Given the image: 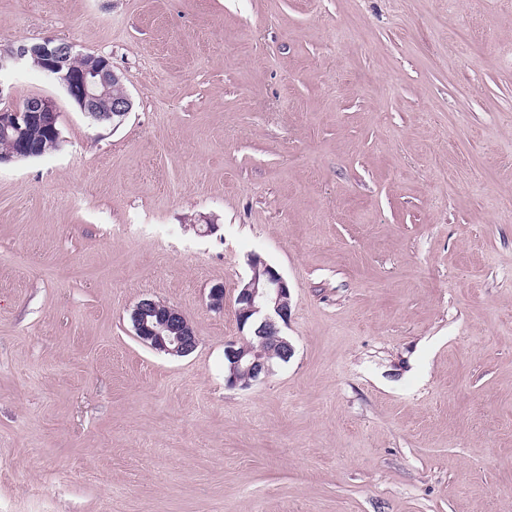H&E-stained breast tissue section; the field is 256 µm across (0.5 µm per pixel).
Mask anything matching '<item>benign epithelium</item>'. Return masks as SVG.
<instances>
[{"instance_id":"obj_1","label":"benign epithelium","mask_w":512,"mask_h":512,"mask_svg":"<svg viewBox=\"0 0 512 512\" xmlns=\"http://www.w3.org/2000/svg\"><path fill=\"white\" fill-rule=\"evenodd\" d=\"M73 55V46L66 42L45 39L40 43H22L0 50V72L33 58L43 72L64 88L92 123L119 126L131 111L132 101L128 95L122 99L112 97V86L120 83L112 70V62L103 55L86 54L84 66L74 69L69 65ZM34 122L45 128L52 139H60L58 112L52 99L34 97L18 109L0 107V132L11 130L18 136L25 125ZM249 265L251 277L238 289L234 315L241 325L253 324L260 346L256 349L236 341L224 343V386L227 388L251 386L252 382L269 374L273 354L292 353L279 327L281 322L288 323L291 312L288 281L258 254L251 255ZM130 320L135 336L158 352L183 357L197 347L198 339L188 319L173 306L145 298L135 305Z\"/></svg>"}]
</instances>
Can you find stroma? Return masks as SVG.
I'll return each mask as SVG.
<instances>
[{
	"instance_id": "stroma-1",
	"label": "stroma",
	"mask_w": 512,
	"mask_h": 512,
	"mask_svg": "<svg viewBox=\"0 0 512 512\" xmlns=\"http://www.w3.org/2000/svg\"><path fill=\"white\" fill-rule=\"evenodd\" d=\"M50 38L133 108L0 72L62 140L0 165V512H512V0H0ZM254 254L294 352L229 389ZM130 320L135 336L158 352L183 357L197 347L198 339L188 319L173 306L145 298L135 305Z\"/></svg>"
}]
</instances>
